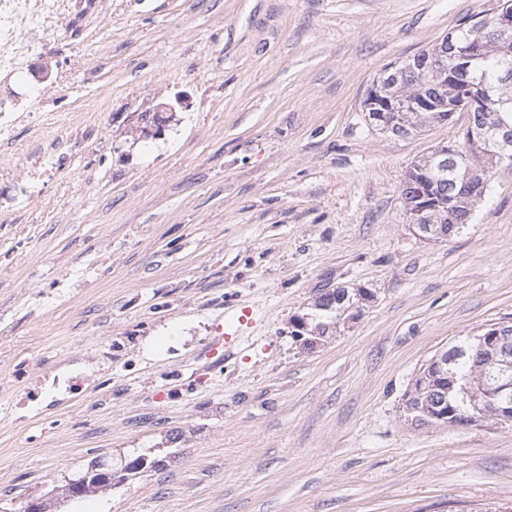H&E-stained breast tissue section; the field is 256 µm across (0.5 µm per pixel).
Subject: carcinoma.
<instances>
[{"label":"carcinoma","mask_w":512,"mask_h":512,"mask_svg":"<svg viewBox=\"0 0 512 512\" xmlns=\"http://www.w3.org/2000/svg\"><path fill=\"white\" fill-rule=\"evenodd\" d=\"M469 50L478 51L471 67L448 77L439 62L449 63ZM464 89L496 103L504 119L512 124V32L505 36L495 34L479 27L475 17H470L440 43L374 81L363 107L369 112L375 103L389 101L390 133L405 136L449 121ZM477 135L479 149L448 160L447 173L439 172L431 153L415 162L404 177L402 196L406 212L411 217L419 212L417 222L431 225L436 241H445L467 226L476 201L487 190L490 173L512 166V157H498L499 132L493 129L492 112L482 107L470 109L462 140ZM347 295L346 288L323 289L311 304L305 330L297 328L300 317L294 318L291 336L299 349L311 351L332 335L343 309L349 306ZM448 362V381H429L415 402L444 405L460 425L470 414L492 416L493 400L485 395L487 353L480 335L467 336L450 345Z\"/></svg>","instance_id":"obj_1"}]
</instances>
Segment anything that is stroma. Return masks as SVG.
Instances as JSON below:
<instances>
[{
    "label": "stroma",
    "mask_w": 512,
    "mask_h": 512,
    "mask_svg": "<svg viewBox=\"0 0 512 512\" xmlns=\"http://www.w3.org/2000/svg\"><path fill=\"white\" fill-rule=\"evenodd\" d=\"M498 0H80L70 82L0 149V512L94 458L174 456L51 512H512V423L417 426L439 350L512 322V169L449 240L401 186L469 115L394 136L366 90ZM186 98L162 134V102ZM369 289L299 352L324 288ZM249 315L252 348L224 345ZM86 379L79 394L52 386Z\"/></svg>",
    "instance_id": "stroma-1"
}]
</instances>
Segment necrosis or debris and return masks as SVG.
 <instances>
[{
  "label": "necrosis or debris",
  "mask_w": 512,
  "mask_h": 512,
  "mask_svg": "<svg viewBox=\"0 0 512 512\" xmlns=\"http://www.w3.org/2000/svg\"><path fill=\"white\" fill-rule=\"evenodd\" d=\"M75 0H0V146L11 144L17 125L35 122L25 100L48 99L51 88L71 79L61 72L53 85L36 79L33 62L56 47Z\"/></svg>",
  "instance_id": "1"
}]
</instances>
